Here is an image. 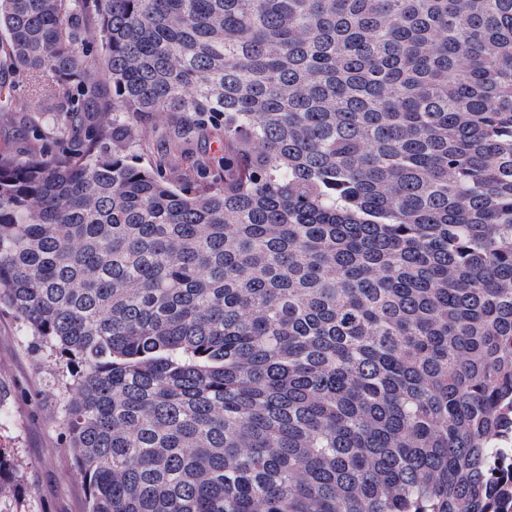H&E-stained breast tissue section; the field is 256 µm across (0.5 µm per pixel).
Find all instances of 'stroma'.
<instances>
[{"mask_svg":"<svg viewBox=\"0 0 512 512\" xmlns=\"http://www.w3.org/2000/svg\"><path fill=\"white\" fill-rule=\"evenodd\" d=\"M33 98L22 112H0V148L17 158L31 156L34 121L55 127L59 112H48ZM178 118L146 124V135L132 151L142 164L170 157V177L191 181L195 192H208L196 167L217 160L224 144L193 137L175 148ZM65 379L53 357L14 313L0 311V450L12 464L10 492L0 499V512H88V489L73 466L62 420L66 412Z\"/></svg>","mask_w":512,"mask_h":512,"instance_id":"1","label":"stroma"}]
</instances>
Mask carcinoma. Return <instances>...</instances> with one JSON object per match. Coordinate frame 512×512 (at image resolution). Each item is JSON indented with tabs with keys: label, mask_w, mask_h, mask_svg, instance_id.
<instances>
[{
	"label": "carcinoma",
	"mask_w": 512,
	"mask_h": 512,
	"mask_svg": "<svg viewBox=\"0 0 512 512\" xmlns=\"http://www.w3.org/2000/svg\"><path fill=\"white\" fill-rule=\"evenodd\" d=\"M56 84L58 150L0 152V309L89 512H495L512 0H0V112ZM172 112L224 136L206 194L127 153Z\"/></svg>",
	"instance_id": "obj_1"
}]
</instances>
